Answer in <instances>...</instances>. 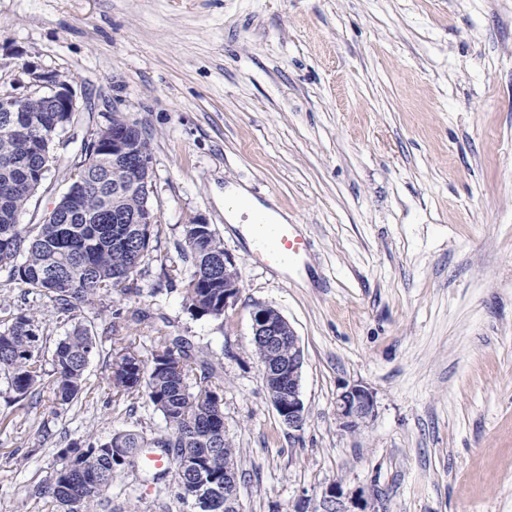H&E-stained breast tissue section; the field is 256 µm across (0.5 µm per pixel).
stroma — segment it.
<instances>
[{"label":"stroma","mask_w":512,"mask_h":512,"mask_svg":"<svg viewBox=\"0 0 512 512\" xmlns=\"http://www.w3.org/2000/svg\"><path fill=\"white\" fill-rule=\"evenodd\" d=\"M23 62L68 76L80 110L19 224L39 222L120 111L151 143L161 227L141 294L72 322L0 272V327L33 309L43 355L76 321L103 339L71 403L15 401L0 377V512H44L31 491L67 443L164 430L147 396L109 388L113 324L141 357L183 336L221 373L243 512H322L331 488L341 512H512V0H0V94H22ZM231 184L287 214L307 258L256 264L224 216ZM193 216L239 272L219 319L163 275ZM259 304L304 352L298 431L265 392ZM353 383L376 400L358 429L336 414ZM171 487L114 470L109 508L187 512Z\"/></svg>","instance_id":"obj_1"}]
</instances>
